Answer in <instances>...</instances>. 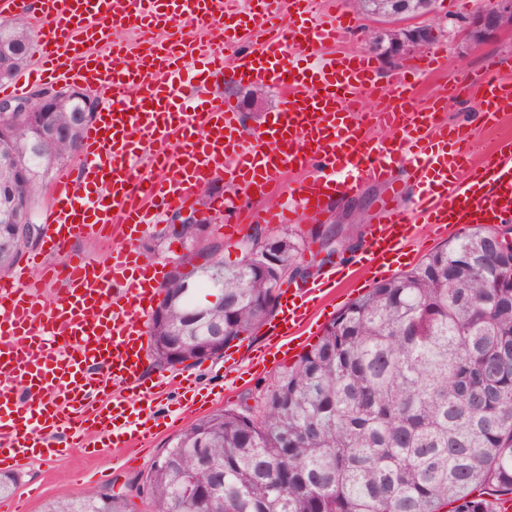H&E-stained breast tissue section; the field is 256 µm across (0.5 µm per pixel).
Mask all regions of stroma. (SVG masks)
I'll return each instance as SVG.
<instances>
[{
	"instance_id": "35a3bbf8",
	"label": "stroma",
	"mask_w": 512,
	"mask_h": 512,
	"mask_svg": "<svg viewBox=\"0 0 512 512\" xmlns=\"http://www.w3.org/2000/svg\"><path fill=\"white\" fill-rule=\"evenodd\" d=\"M474 42L448 45L446 36H439L438 44L446 45L448 65L437 77L421 78V93L429 95L441 85L453 83L460 70L471 71L481 78L512 75V26L487 34L475 29ZM218 88L232 101L240 114L244 131L265 125L281 103L276 87L263 89L254 95L253 85L245 82L220 80ZM394 186L377 182L365 184L357 194L336 196L325 206V214L350 215L353 232L366 239L370 224L379 217L380 201L398 191L400 200H407L416 191L405 172L394 175ZM210 202L234 199L235 214L242 217V232L250 234L253 228L246 221L247 211L285 202L287 196L276 192L267 197L234 198L224 179L207 184ZM137 248L144 261L172 267L185 253L181 240L165 236L162 223L152 224L138 241ZM268 344L266 329H259L242 340L232 342L229 351L219 356L186 367V374L195 378L198 388L206 396L201 409L186 410V399L181 391L163 387L157 389L153 401V415L160 423L159 432L149 441L133 448H104L88 456L78 450L44 460H24L14 467L16 483L0 495V508H18L19 512H43L53 500H76L104 489L128 492L137 512H149V497L140 491L141 477L162 457L167 445L194 420L218 408L239 409L254 405L255 399L272 382L281 369V362H262L260 353Z\"/></svg>"
}]
</instances>
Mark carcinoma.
I'll return each mask as SVG.
<instances>
[{
    "label": "carcinoma",
    "mask_w": 512,
    "mask_h": 512,
    "mask_svg": "<svg viewBox=\"0 0 512 512\" xmlns=\"http://www.w3.org/2000/svg\"><path fill=\"white\" fill-rule=\"evenodd\" d=\"M0 80L29 62L27 20L0 21ZM94 118L86 100L57 112H0V152L26 174L0 172V210L35 218L42 177L82 148ZM0 222V278L33 248L42 224ZM191 243L160 286L165 316L148 327L155 365L170 368L165 343L184 359L224 346L267 320L280 292L247 256L183 224ZM291 271L304 249L275 239ZM354 248L336 225V255ZM221 294L202 305L198 298ZM207 495L182 494L185 472ZM153 512H500L512 499V248L494 228L464 227L447 244L352 301L319 341L279 370L256 407L217 410L181 431L152 467ZM122 494L56 500L46 512H132Z\"/></svg>",
    "instance_id": "cac0c4a2"
}]
</instances>
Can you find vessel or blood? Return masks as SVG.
<instances>
[{"label":"vessel or blood","mask_w":512,"mask_h":512,"mask_svg":"<svg viewBox=\"0 0 512 512\" xmlns=\"http://www.w3.org/2000/svg\"><path fill=\"white\" fill-rule=\"evenodd\" d=\"M39 2L37 66L11 85V95H24L33 82L65 81L105 97L83 135L80 177L63 174L51 188L49 248L69 251L74 238L109 227L123 244L103 263L71 254L63 274L33 258L0 279L1 467L85 447L93 427L106 447L129 448L151 437L146 318L164 269L142 261L136 243L153 213L193 204L196 190L215 178L249 195L285 185L288 204L254 213L262 224H294L333 195L390 182L397 163L410 166L421 186L409 207L383 203V219L370 225L357 267L282 292L270 330L278 356L301 345L310 308L339 281L399 265L418 236L512 222V138L481 154L475 130L442 122L449 101L467 89L464 80L421 107L404 71L366 106V95L377 89L374 56L324 54L354 26L344 8L316 22L315 0H246L242 8L237 0ZM289 10L295 19L288 23ZM199 25L219 28L223 41L186 40L184 29ZM111 26H132L142 36L133 45L112 43L105 55L90 54L87 43L105 40ZM246 40L253 48L225 69V46ZM292 48L309 65H287ZM226 74L281 93L279 111L251 135L222 97L207 99L198 112L180 103L193 79L214 86ZM479 116L490 130L512 117V80H484ZM370 120L399 131L398 147L370 137L364 130ZM169 140L175 153L161 149ZM302 168L309 169L307 178L287 181ZM34 266L41 279L64 282L50 303L38 299ZM114 385L136 390V398L112 397Z\"/></svg>","instance_id":"obj_1"}]
</instances>
